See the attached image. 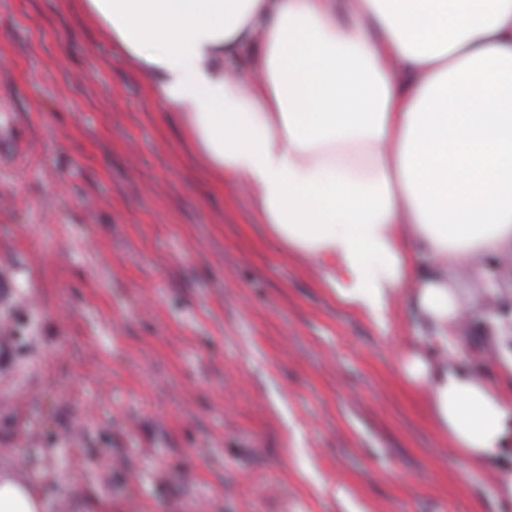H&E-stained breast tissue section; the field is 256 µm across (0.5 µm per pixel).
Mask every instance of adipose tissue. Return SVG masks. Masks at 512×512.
<instances>
[{
  "label": "adipose tissue",
  "instance_id": "ef3b65f1",
  "mask_svg": "<svg viewBox=\"0 0 512 512\" xmlns=\"http://www.w3.org/2000/svg\"><path fill=\"white\" fill-rule=\"evenodd\" d=\"M180 113L204 175L254 190L285 251L385 322L397 288L433 340L467 305L449 272L512 256V0H81ZM242 71H226V61ZM458 456L497 465L512 512V404L459 367L405 365ZM0 473V512H47Z\"/></svg>",
  "mask_w": 512,
  "mask_h": 512
}]
</instances>
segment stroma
Returning <instances> with one entry per match:
<instances>
[{
    "label": "stroma",
    "mask_w": 512,
    "mask_h": 512,
    "mask_svg": "<svg viewBox=\"0 0 512 512\" xmlns=\"http://www.w3.org/2000/svg\"><path fill=\"white\" fill-rule=\"evenodd\" d=\"M146 87L76 0H0V470L50 512H497L404 370L411 287L339 302Z\"/></svg>",
    "instance_id": "1"
}]
</instances>
